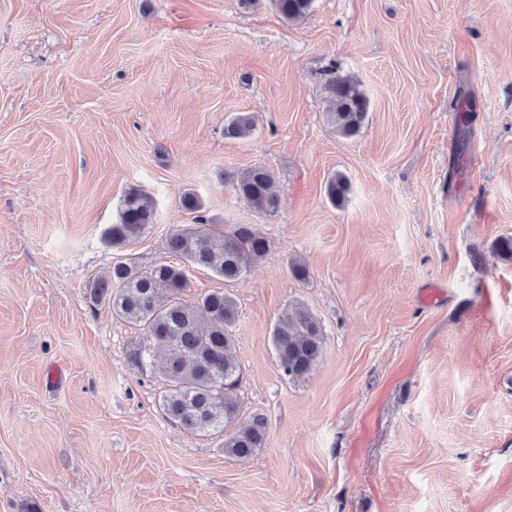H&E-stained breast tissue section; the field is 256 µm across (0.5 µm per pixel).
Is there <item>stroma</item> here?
<instances>
[{"label":"stroma","instance_id":"obj_1","mask_svg":"<svg viewBox=\"0 0 512 512\" xmlns=\"http://www.w3.org/2000/svg\"><path fill=\"white\" fill-rule=\"evenodd\" d=\"M333 67L369 99L351 138ZM240 113L252 135L225 136ZM253 167L274 211L232 187ZM132 190L156 222L115 248ZM200 218L269 242L234 283L186 269L189 298L237 302L240 418L267 421L244 461L166 417L140 330L88 297L119 259L173 262ZM504 238L512 0H314L297 23L269 0H0V512H512ZM295 303L324 333L300 380L272 337ZM333 70L324 85L330 110L329 122L337 135L353 137L361 132L365 124L369 100L356 79L348 74H336ZM231 181L239 197L254 210L269 212L276 208L278 192L265 168L254 167Z\"/></svg>","mask_w":512,"mask_h":512}]
</instances>
